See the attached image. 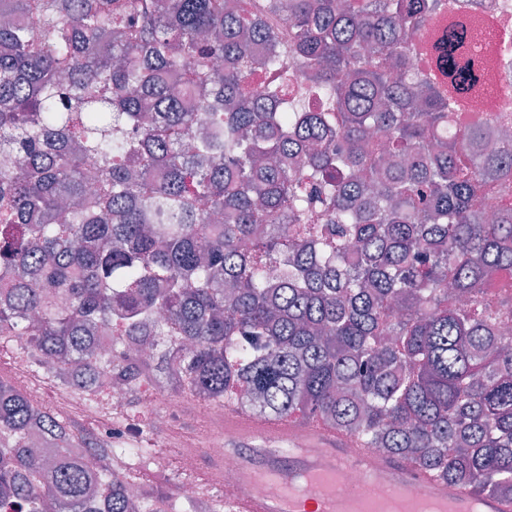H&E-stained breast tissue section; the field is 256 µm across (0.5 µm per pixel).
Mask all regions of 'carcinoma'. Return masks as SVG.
<instances>
[{
	"mask_svg": "<svg viewBox=\"0 0 512 512\" xmlns=\"http://www.w3.org/2000/svg\"><path fill=\"white\" fill-rule=\"evenodd\" d=\"M449 0H0V336L65 389L142 341L214 402L318 418L512 500V116L408 58ZM40 31L31 38L29 22ZM279 71L325 102L298 110ZM194 101L190 110L176 102ZM0 506L143 512L125 449L0 379Z\"/></svg>",
	"mask_w": 512,
	"mask_h": 512,
	"instance_id": "cac0c4a2",
	"label": "carcinoma"
}]
</instances>
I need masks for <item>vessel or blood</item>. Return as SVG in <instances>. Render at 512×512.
I'll use <instances>...</instances> for the list:
<instances>
[{
	"label": "vessel or blood",
	"instance_id": "b4317fda",
	"mask_svg": "<svg viewBox=\"0 0 512 512\" xmlns=\"http://www.w3.org/2000/svg\"><path fill=\"white\" fill-rule=\"evenodd\" d=\"M224 447L244 482L259 493L226 512H512V501L477 496L391 456L359 448L355 440L285 419H249L224 410ZM358 471L362 485L348 482Z\"/></svg>",
	"mask_w": 512,
	"mask_h": 512
}]
</instances>
